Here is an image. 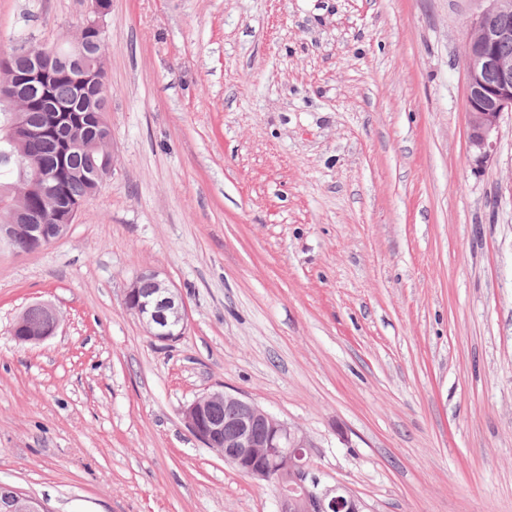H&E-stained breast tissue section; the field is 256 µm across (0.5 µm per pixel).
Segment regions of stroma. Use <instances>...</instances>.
Segmentation results:
<instances>
[{
  "label": "stroma",
  "instance_id": "1",
  "mask_svg": "<svg viewBox=\"0 0 512 512\" xmlns=\"http://www.w3.org/2000/svg\"><path fill=\"white\" fill-rule=\"evenodd\" d=\"M484 0H112V173L66 234L0 244V482L53 512H275L188 429L198 396L304 430L370 512H512V115L475 166ZM91 0H0L50 47ZM177 288L178 341L124 305ZM60 323L11 328L35 303ZM34 307L44 309L46 315L41 309ZM28 309L29 310L26 312L24 318V324L26 325L28 331H38V329H40V327L43 326L46 318V322L41 335L30 336L28 332L24 329V325L22 323V316L13 325L12 335L15 336V338H17L18 340L27 342H41L47 339L48 337L53 336L59 325V319L56 310L46 303H36L28 307Z\"/></svg>",
  "mask_w": 512,
  "mask_h": 512
}]
</instances>
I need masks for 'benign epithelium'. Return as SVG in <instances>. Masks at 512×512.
I'll return each instance as SVG.
<instances>
[{
  "instance_id": "7a95c632",
  "label": "benign epithelium",
  "mask_w": 512,
  "mask_h": 512,
  "mask_svg": "<svg viewBox=\"0 0 512 512\" xmlns=\"http://www.w3.org/2000/svg\"><path fill=\"white\" fill-rule=\"evenodd\" d=\"M490 6L471 21V36L465 49L467 77L468 139L474 161L483 164L490 159L500 122L512 112V58L502 55L501 44L512 40V0H489ZM95 18L84 28L101 34L100 22L110 8V0H93ZM69 69L76 81L90 82L100 64L89 57L86 43L70 45L66 57L56 51L32 57L25 64L12 67L10 80L0 83V104L14 109L11 121L0 127V141L11 144L41 136L67 122L65 112H35L30 101L49 90L62 68ZM34 190L44 198L56 193L54 174L38 171L31 180ZM16 219L28 225V249L36 250L49 240L61 238L68 225L45 224L40 209L18 213ZM149 282L151 290H142ZM126 309L133 312L150 336L160 342L175 341L187 327L184 300L177 289L159 279L154 271L138 274L124 296ZM36 307L45 310L46 322L41 335L31 336L17 320L12 335L21 341L41 342L55 334L59 325L56 310L46 303ZM222 402L231 413L226 419L210 415L212 403ZM189 429L208 448L222 453L224 462L254 479L276 486V512H368L360 497L342 484L322 481L310 464L311 440L299 427L281 421L254 402L226 392L206 393L183 411ZM282 452L271 458L268 449ZM19 512H53L44 499L18 492Z\"/></svg>"
}]
</instances>
